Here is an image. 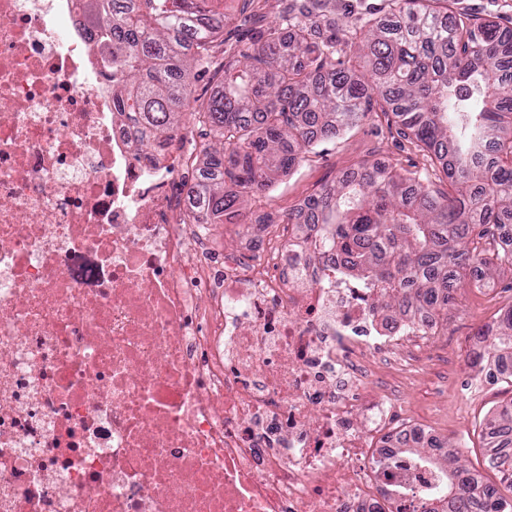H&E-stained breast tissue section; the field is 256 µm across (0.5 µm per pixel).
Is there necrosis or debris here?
Masks as SVG:
<instances>
[{"label":"necrosis or debris","mask_w":512,"mask_h":512,"mask_svg":"<svg viewBox=\"0 0 512 512\" xmlns=\"http://www.w3.org/2000/svg\"><path fill=\"white\" fill-rule=\"evenodd\" d=\"M83 5L0 0V512H416L438 473L402 451L446 450L373 377L436 315L336 274L319 225L192 223L193 135L135 160Z\"/></svg>","instance_id":"necrosis-or-debris-1"}]
</instances>
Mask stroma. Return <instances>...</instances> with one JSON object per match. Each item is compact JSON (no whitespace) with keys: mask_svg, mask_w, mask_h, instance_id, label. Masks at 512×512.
<instances>
[{"mask_svg":"<svg viewBox=\"0 0 512 512\" xmlns=\"http://www.w3.org/2000/svg\"><path fill=\"white\" fill-rule=\"evenodd\" d=\"M217 10L228 17L224 29L225 52L264 34L280 10L279 0H218ZM381 160L397 171L423 166L425 158L406 138L390 129L384 116L370 114L358 127L319 141L306 151L296 169L279 176L266 192L244 197L241 212L247 224L281 222L298 198L310 196L331 184L342 173L366 162ZM512 308V267L491 270L484 288H462L447 309L440 312L442 329L434 340L436 359L422 371L406 374L390 371L401 387L396 423L411 422L432 429L446 442L459 464L496 485L502 496L512 489L484 465L485 423L491 412L512 404V386L493 381L484 389L472 388L464 361L483 318H494Z\"/></svg>","mask_w":512,"mask_h":512,"instance_id":"1","label":"stroma"}]
</instances>
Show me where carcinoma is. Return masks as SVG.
Segmentation results:
<instances>
[{
    "instance_id": "carcinoma-1",
    "label": "carcinoma",
    "mask_w": 512,
    "mask_h": 512,
    "mask_svg": "<svg viewBox=\"0 0 512 512\" xmlns=\"http://www.w3.org/2000/svg\"><path fill=\"white\" fill-rule=\"evenodd\" d=\"M211 0H85L91 35L121 78L112 111L139 141L137 159L171 147L198 120L222 148L206 160L188 194L196 224H232L242 198L269 189L299 165L316 137L358 126L373 108L396 132L449 172L440 189L425 168L399 173L376 162L340 176L309 198L290 224H319L314 253L334 254L343 272L378 290L391 310L437 312L491 266H512L495 247L512 226V36L492 21L455 12L448 0H388V16L367 21L359 40L323 14L319 0L285 2L266 33L225 61L220 89L201 100L186 76L213 67L226 16ZM490 346L512 360V308ZM495 428L486 467L512 488V411ZM425 512H512L496 487L482 496L471 472L448 458Z\"/></svg>"
}]
</instances>
